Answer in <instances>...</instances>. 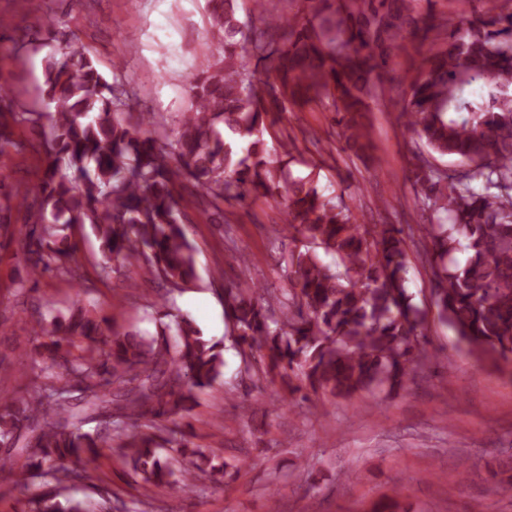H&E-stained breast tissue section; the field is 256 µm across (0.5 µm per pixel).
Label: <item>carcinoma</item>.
<instances>
[{
  "label": "carcinoma",
  "instance_id": "carcinoma-1",
  "mask_svg": "<svg viewBox=\"0 0 512 512\" xmlns=\"http://www.w3.org/2000/svg\"><path fill=\"white\" fill-rule=\"evenodd\" d=\"M288 15L243 22L238 0H208L212 42L189 79L191 108L178 115L173 138L158 132L152 112L133 116L135 93L98 70L86 46L66 44L45 64L42 96L50 111L15 112L12 89L0 81V156L26 144L15 128L47 121V163L38 182L11 191L0 180V239L11 238L10 212L26 211L17 291L53 272L79 278L61 231L87 224L107 260L141 263L152 279L182 288L196 278V251L184 226L181 189H198L197 207L224 223V205L286 193L288 227L273 239L288 250L289 288L224 285L228 340L241 372L263 382L280 377L291 396L360 392L397 395L412 373L437 361L424 317L408 291L416 257L430 271L440 322L474 355L491 353L512 371V9L483 0L466 25L431 43L425 68L402 99L406 132L427 153L413 154L408 178L421 210L436 221L404 231L360 224L310 182L292 177L297 138L264 132L281 122L285 103H331L354 153L370 146L366 114L384 94L391 55L409 33L404 0H297ZM462 166L442 169L436 157ZM465 245L464 265L454 259ZM331 257L326 262L323 257ZM91 306L32 326L33 383L26 397L0 405V473L27 485L42 479L30 512H112L65 494L104 450L139 479L144 509L154 488L177 492L224 472L216 454L191 441L176 422L195 392L222 373L223 349L204 338L187 315L157 311L155 334L116 332ZM109 420L107 441L89 425ZM169 448L185 466L179 478Z\"/></svg>",
  "mask_w": 512,
  "mask_h": 512
}]
</instances>
